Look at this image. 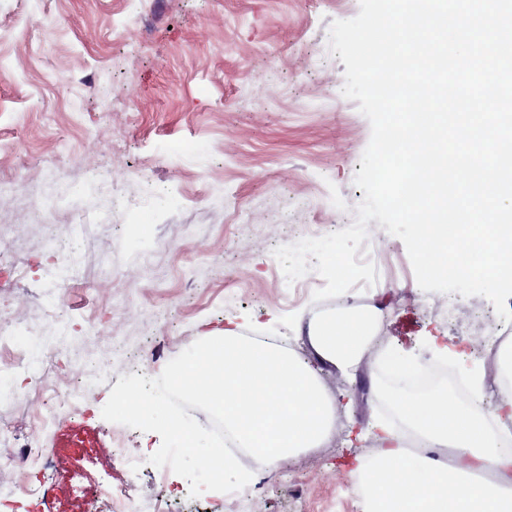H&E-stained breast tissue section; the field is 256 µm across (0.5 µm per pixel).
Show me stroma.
<instances>
[{
    "instance_id": "1",
    "label": "stroma",
    "mask_w": 512,
    "mask_h": 512,
    "mask_svg": "<svg viewBox=\"0 0 512 512\" xmlns=\"http://www.w3.org/2000/svg\"><path fill=\"white\" fill-rule=\"evenodd\" d=\"M358 12L359 0H0V181L14 184L0 195V245L26 271L17 287L0 288V316L32 331L22 345L0 335V427L11 433L0 460L48 448L53 512H107L106 500H87L100 485L137 512L162 491L169 512H362L330 475L351 476L378 438L370 427L378 403L360 397L374 358L354 378L320 371L343 421L338 439L232 495L190 497L186 479L148 463L158 434L103 419L120 376H158L224 328L275 337L310 360L298 319L375 299L378 348L424 362L434 344L458 366L469 362V333L454 316L493 312L492 303L452 293L450 320H432L425 307L443 297L418 290L404 243L378 221L368 224L376 283L337 301H314L324 279L312 271L287 281L273 254L307 228L326 235L350 226L363 199L354 179L371 125L343 96L345 66L328 44L332 21ZM16 143L51 168L16 182ZM100 160L152 215L149 254L122 246L126 214L108 185L91 186L96 209L76 198L49 216L51 188L87 185ZM48 219L64 234L79 225L73 251L46 249ZM59 300L69 317L46 328ZM80 367L86 376L69 410L84 426L80 439L65 428L41 433L38 406ZM115 435L143 463L115 452Z\"/></svg>"
}]
</instances>
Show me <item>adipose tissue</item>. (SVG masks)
Returning <instances> with one entry per match:
<instances>
[{"label": "adipose tissue", "mask_w": 512, "mask_h": 512, "mask_svg": "<svg viewBox=\"0 0 512 512\" xmlns=\"http://www.w3.org/2000/svg\"><path fill=\"white\" fill-rule=\"evenodd\" d=\"M381 318L375 306L342 307L310 318L307 337L318 362L343 375L357 376ZM496 358L498 367L492 377L503 396L497 410H490L484 400V385L490 376L479 361L464 377L471 400L452 417L421 401L422 394L447 392V353L432 352L424 364L394 348L378 358L373 390L393 396L389 413L373 417L383 440L391 439L394 418H402L421 426L438 446L456 450L466 465L451 470L425 455L405 458L395 448L380 450L363 459L353 476L364 512H512L511 489L491 498L470 478L471 469L488 464L512 470V435L501 422L502 417L512 418V347L499 349Z\"/></svg>", "instance_id": "obj_1"}]
</instances>
